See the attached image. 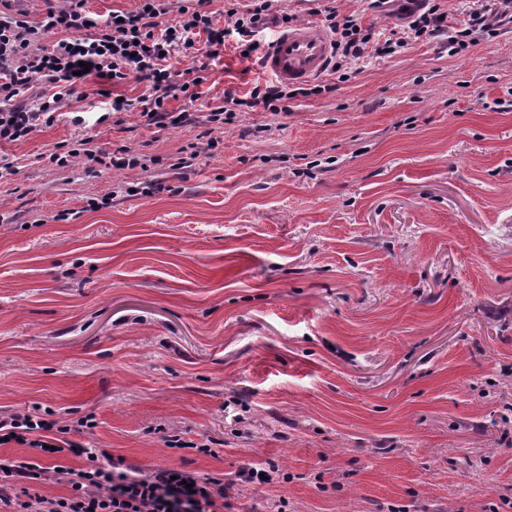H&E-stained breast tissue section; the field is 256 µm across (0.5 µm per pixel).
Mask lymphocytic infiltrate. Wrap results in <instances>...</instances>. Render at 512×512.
Instances as JSON below:
<instances>
[{
    "label": "lymphocytic infiltrate",
    "mask_w": 512,
    "mask_h": 512,
    "mask_svg": "<svg viewBox=\"0 0 512 512\" xmlns=\"http://www.w3.org/2000/svg\"><path fill=\"white\" fill-rule=\"evenodd\" d=\"M280 0H226L224 23L202 10L196 0H139L136 10H118L101 16L87 9V0H59L48 6L39 20H31L25 0H0V143L27 139L40 126L53 124L71 97L87 84L105 97L106 118L133 112L146 127L159 130L207 123L217 129L232 124L242 108L263 107L271 116L286 114L287 100L319 95L323 86L290 87L275 80L255 85L249 96L225 93L221 108L199 115L172 111L169 99H199L198 85L206 81L210 62L225 42L234 41L239 52L255 54L264 46L271 26L283 23ZM507 0H483L473 9L465 27L448 35V53L457 55L483 36H495V21L512 17ZM406 19L393 28L384 42L373 39L355 15L341 14L332 0L321 14L333 35V68L340 79L349 80L356 65L367 57L396 53L414 40L444 31L448 17L442 0H432L427 10L414 0H401ZM175 23L162 25L167 15ZM204 35V48H197V35ZM52 44H45V37ZM192 56V67L174 69L175 54ZM89 72H81V64ZM42 78L52 91L27 102L30 83ZM142 84L140 95L119 98L118 86ZM48 159L66 168L80 159L110 164L117 170L140 164L133 151L123 156H105L85 137L73 144L56 146ZM96 426L87 415L67 422L53 410L32 408L0 417V439L28 450L25 458L8 460L0 467V512H237L223 478L172 468L142 469L96 452L79 439ZM73 456L80 467H53V460ZM52 481L66 485L68 495L48 498L30 490L33 482Z\"/></svg>",
    "instance_id": "obj_1"
}]
</instances>
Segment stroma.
<instances>
[{
    "label": "stroma",
    "instance_id": "stroma-1",
    "mask_svg": "<svg viewBox=\"0 0 512 512\" xmlns=\"http://www.w3.org/2000/svg\"><path fill=\"white\" fill-rule=\"evenodd\" d=\"M446 43L327 73L260 136L243 110L188 168L198 128L88 129L83 101L0 145V415L94 414L91 446L140 468L275 463L234 480L250 512H512V28ZM263 76L227 42L196 108ZM87 134L147 168L45 161Z\"/></svg>",
    "mask_w": 512,
    "mask_h": 512
}]
</instances>
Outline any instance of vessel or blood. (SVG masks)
<instances>
[{
  "label": "vessel or blood",
  "instance_id": "1",
  "mask_svg": "<svg viewBox=\"0 0 512 512\" xmlns=\"http://www.w3.org/2000/svg\"><path fill=\"white\" fill-rule=\"evenodd\" d=\"M333 52V38L319 23L305 20L276 31L262 67L286 84L321 79Z\"/></svg>",
  "mask_w": 512,
  "mask_h": 512
}]
</instances>
